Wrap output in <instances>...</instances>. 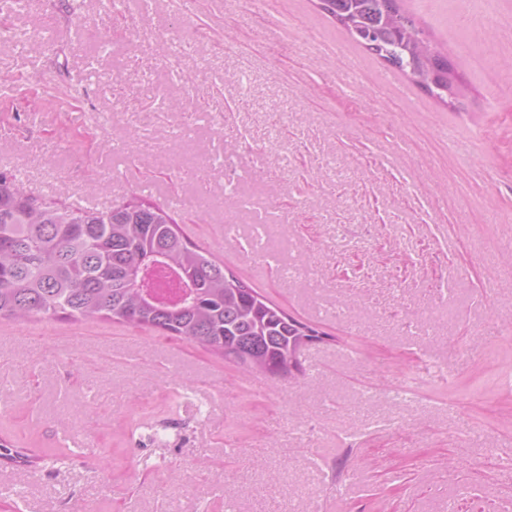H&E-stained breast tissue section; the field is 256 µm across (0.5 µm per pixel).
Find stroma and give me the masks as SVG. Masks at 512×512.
Masks as SVG:
<instances>
[{
	"label": "stroma",
	"mask_w": 512,
	"mask_h": 512,
	"mask_svg": "<svg viewBox=\"0 0 512 512\" xmlns=\"http://www.w3.org/2000/svg\"><path fill=\"white\" fill-rule=\"evenodd\" d=\"M318 4L0 0L29 37L0 47V169L98 209L148 175L327 334L273 382L151 329L0 322V440L31 458L0 462V512H512V0L475 27L398 0L449 106Z\"/></svg>",
	"instance_id": "1"
}]
</instances>
